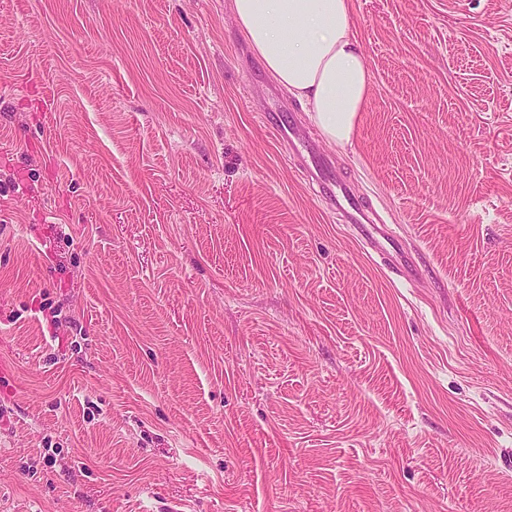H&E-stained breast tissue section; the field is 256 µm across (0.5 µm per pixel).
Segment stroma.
<instances>
[{"label":"stroma","mask_w":512,"mask_h":512,"mask_svg":"<svg viewBox=\"0 0 512 512\" xmlns=\"http://www.w3.org/2000/svg\"><path fill=\"white\" fill-rule=\"evenodd\" d=\"M227 2L0 0V512H512V0H351L343 147ZM304 148L308 158L303 157L304 161H302L306 177L312 183H316L323 194L331 196L332 200L336 202V206L345 212L348 224H353L368 247L376 253L384 250L383 245L376 238V234H379L392 246L388 239L381 234V227L377 226L369 213L361 206L351 187L336 177L333 162L311 150L308 145H304Z\"/></svg>","instance_id":"35a3bbf8"}]
</instances>
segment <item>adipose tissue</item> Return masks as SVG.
<instances>
[{
	"mask_svg": "<svg viewBox=\"0 0 512 512\" xmlns=\"http://www.w3.org/2000/svg\"><path fill=\"white\" fill-rule=\"evenodd\" d=\"M230 10L274 80L296 97L331 143H350L370 72L349 0H231Z\"/></svg>",
	"mask_w": 512,
	"mask_h": 512,
	"instance_id": "adipose-tissue-1",
	"label": "adipose tissue"
}]
</instances>
